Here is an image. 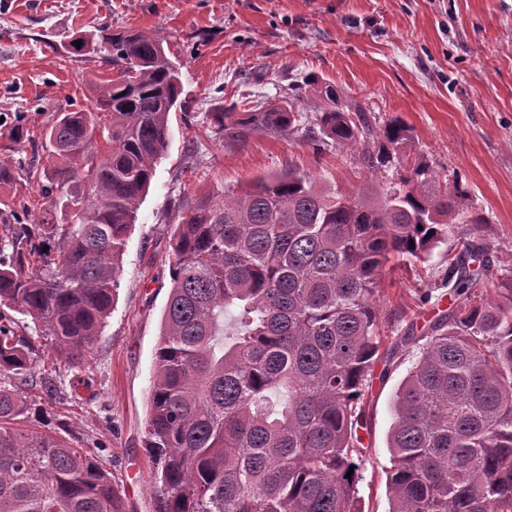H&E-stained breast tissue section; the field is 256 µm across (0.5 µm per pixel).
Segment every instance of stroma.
Instances as JSON below:
<instances>
[{"label": "stroma", "instance_id": "35a3bbf8", "mask_svg": "<svg viewBox=\"0 0 512 512\" xmlns=\"http://www.w3.org/2000/svg\"><path fill=\"white\" fill-rule=\"evenodd\" d=\"M106 23L167 39L181 65V105L169 115V145L125 247L112 313L79 367L42 341L23 426L77 442L103 463L126 512H155L145 423L180 205L291 165L347 191L386 185L396 173L391 164L359 168L352 152L332 147L314 156L296 137L256 134L229 149L205 113L284 98L315 77L377 125L402 119L411 158L429 164L437 183L461 176L489 220L495 269L512 272V0H0V130L28 118L22 157L46 154L56 112L84 103L101 70L97 54L76 56L63 43L77 33L98 37ZM441 265L436 256L387 267L383 343L433 316L416 292ZM418 354L410 349L373 384L362 512H389L391 403Z\"/></svg>", "mask_w": 512, "mask_h": 512}]
</instances>
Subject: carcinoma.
<instances>
[{
    "label": "carcinoma",
    "mask_w": 512,
    "mask_h": 512,
    "mask_svg": "<svg viewBox=\"0 0 512 512\" xmlns=\"http://www.w3.org/2000/svg\"><path fill=\"white\" fill-rule=\"evenodd\" d=\"M90 105L56 113L45 164L14 159L25 118L0 145V307L43 327L80 363L112 312L117 270L168 148L179 68L157 35L103 24ZM215 139L296 135L321 153L363 151L369 170L410 143L398 118L373 127L336 89L279 110L207 113ZM380 138L378 151L365 147ZM40 199L20 215L33 169ZM487 218L459 175L441 186L422 161L385 187L324 190L290 169L206 194L171 234V287L146 424L156 512H362L369 378L415 344L387 435L390 512H512V277L495 296ZM448 268L419 289L454 301L417 336L382 347L379 284L394 258L421 265L448 242ZM57 240L54 251L46 241ZM35 338L0 324V512H122L112 478L85 449L20 427ZM354 473H349V470ZM351 477H346V474Z\"/></svg>",
    "instance_id": "obj_1"
}]
</instances>
